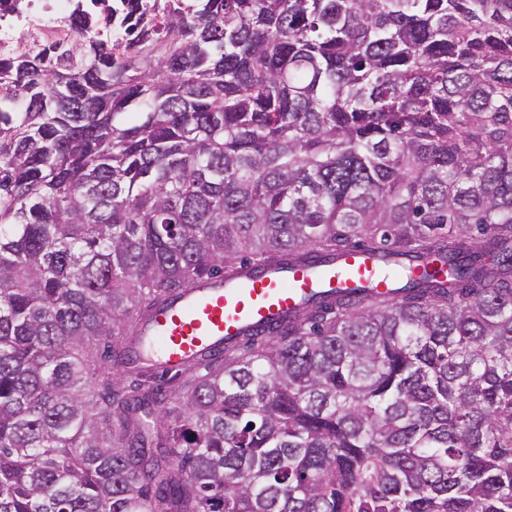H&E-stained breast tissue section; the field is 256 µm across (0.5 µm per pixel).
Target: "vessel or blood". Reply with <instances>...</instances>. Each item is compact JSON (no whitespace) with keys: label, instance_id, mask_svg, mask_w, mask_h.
<instances>
[{"label":"vessel or blood","instance_id":"vessel-or-blood-1","mask_svg":"<svg viewBox=\"0 0 512 512\" xmlns=\"http://www.w3.org/2000/svg\"><path fill=\"white\" fill-rule=\"evenodd\" d=\"M367 284L388 291L392 284L378 260L359 248L342 252L318 269L305 265L248 271L236 284L207 278L177 293L143 327L159 344V366L175 370L221 350L228 341L266 331L300 308L312 294Z\"/></svg>","mask_w":512,"mask_h":512}]
</instances>
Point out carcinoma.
Here are the masks:
<instances>
[{
  "label": "carcinoma",
  "instance_id": "1",
  "mask_svg": "<svg viewBox=\"0 0 512 512\" xmlns=\"http://www.w3.org/2000/svg\"><path fill=\"white\" fill-rule=\"evenodd\" d=\"M104 21L0 59V512H512V0ZM352 246L389 292L129 356L199 278Z\"/></svg>",
  "mask_w": 512,
  "mask_h": 512
}]
</instances>
